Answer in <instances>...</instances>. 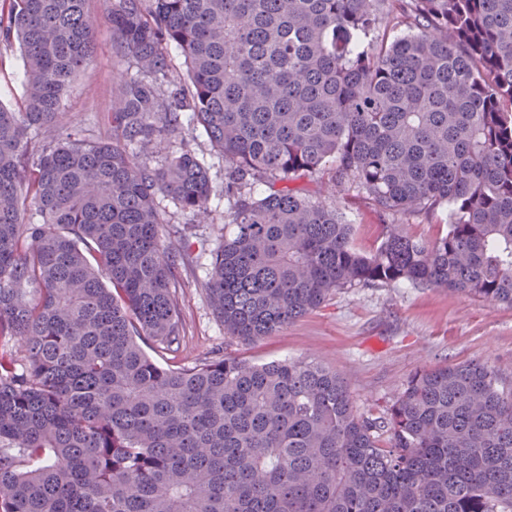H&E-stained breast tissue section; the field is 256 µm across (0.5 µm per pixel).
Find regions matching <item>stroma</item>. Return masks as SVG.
I'll use <instances>...</instances> for the list:
<instances>
[{
    "label": "stroma",
    "mask_w": 512,
    "mask_h": 512,
    "mask_svg": "<svg viewBox=\"0 0 512 512\" xmlns=\"http://www.w3.org/2000/svg\"><path fill=\"white\" fill-rule=\"evenodd\" d=\"M109 0H87L96 53L75 78L65 102V121L82 137L108 140L113 136L111 114L122 75L137 71L135 62L119 53L112 38ZM24 91L23 62L18 45L0 43V104L16 109ZM188 148L203 157L213 186L209 215L199 218L171 198L157 205L166 230L175 231L179 251L176 298L184 328V345L172 353L149 339L144 352L164 367H192L210 359L215 347L255 364L275 360L321 362L344 378L358 413L383 414L419 369L472 361L487 363L505 384H512V308L453 293L443 288L400 285H356L334 292L326 303L273 336L255 343L228 337L208 298L210 255L222 239L224 223V157L212 147L203 130L182 133L170 151H140L147 166L165 165L169 152ZM336 202L355 226L357 248L370 252L380 244L381 217L354 191Z\"/></svg>",
    "instance_id": "1"
}]
</instances>
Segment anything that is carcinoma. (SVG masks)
I'll return each instance as SVG.
<instances>
[{
    "instance_id": "1",
    "label": "carcinoma",
    "mask_w": 512,
    "mask_h": 512,
    "mask_svg": "<svg viewBox=\"0 0 512 512\" xmlns=\"http://www.w3.org/2000/svg\"><path fill=\"white\" fill-rule=\"evenodd\" d=\"M385 3L110 0L139 68L111 143L62 121L95 53L86 0H0L25 74L20 109L0 104V512H512V388L485 363L419 370L370 418L317 362L164 368L138 343L183 341L157 196L203 216L213 188L188 150L152 169L134 149L187 118L227 164L208 291L230 337L358 284L512 307V0H410L415 30L377 44ZM350 189L387 217L446 204L448 231L387 224L362 252L328 202Z\"/></svg>"
}]
</instances>
